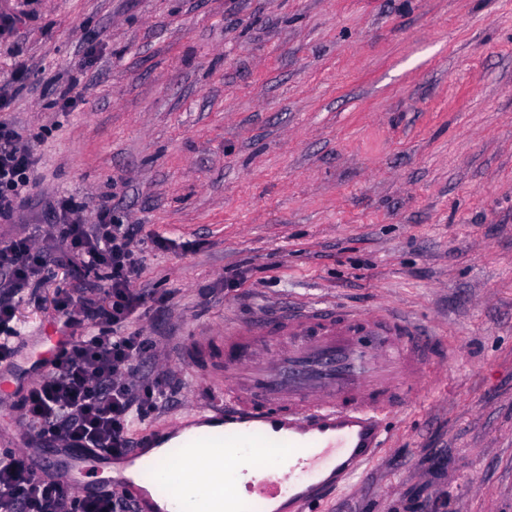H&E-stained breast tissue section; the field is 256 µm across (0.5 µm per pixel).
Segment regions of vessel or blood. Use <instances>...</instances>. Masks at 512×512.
I'll return each instance as SVG.
<instances>
[{"mask_svg":"<svg viewBox=\"0 0 512 512\" xmlns=\"http://www.w3.org/2000/svg\"><path fill=\"white\" fill-rule=\"evenodd\" d=\"M178 362L203 387L200 412L223 425L221 444L278 449L269 474L246 482L249 501L266 512L285 498L307 512L359 475L384 446L382 416L402 412L419 387L438 383L446 357L405 315L318 303L181 337ZM142 456L137 448L117 457L69 449L64 489L91 494L80 473L113 466L119 476L107 489L130 496L142 512H162L174 492L149 498L127 474Z\"/></svg>","mask_w":512,"mask_h":512,"instance_id":"b4317fda","label":"vessel or blood"}]
</instances>
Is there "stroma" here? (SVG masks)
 <instances>
[{
	"mask_svg": "<svg viewBox=\"0 0 512 512\" xmlns=\"http://www.w3.org/2000/svg\"><path fill=\"white\" fill-rule=\"evenodd\" d=\"M0 116L39 158L0 235L50 204L110 199L168 303L134 318L176 343L255 310L323 301L414 318L452 360L385 416L360 480L318 512H512V0H0ZM79 78L80 98L56 88ZM65 271L17 316L55 333ZM182 385L145 426L192 425Z\"/></svg>",
	"mask_w": 512,
	"mask_h": 512,
	"instance_id": "stroma-1",
	"label": "stroma"
}]
</instances>
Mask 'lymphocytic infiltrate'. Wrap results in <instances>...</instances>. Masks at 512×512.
I'll return each mask as SVG.
<instances>
[{
  "instance_id": "f902f5d3",
  "label": "lymphocytic infiltrate",
  "mask_w": 512,
  "mask_h": 512,
  "mask_svg": "<svg viewBox=\"0 0 512 512\" xmlns=\"http://www.w3.org/2000/svg\"><path fill=\"white\" fill-rule=\"evenodd\" d=\"M39 159L17 127L0 119V219L9 218L21 189L35 180ZM85 202L61 195L54 201V222L41 240L0 237V360L15 352L21 331L19 304L36 297L35 286L51 268H73L104 279L107 302L94 289L65 291L57 300V318L76 336L16 405L22 418L38 423L41 448H82L115 456L135 448V424L165 406L177 390L169 372L148 376L137 362L154 354L155 345L130 330L131 320L155 293L137 287L144 242L168 251L174 239L145 236L140 224H118L109 201H99L92 222ZM0 512H135L126 496L98 492L68 496L56 478L35 473L33 459L14 449L0 453Z\"/></svg>"
}]
</instances>
